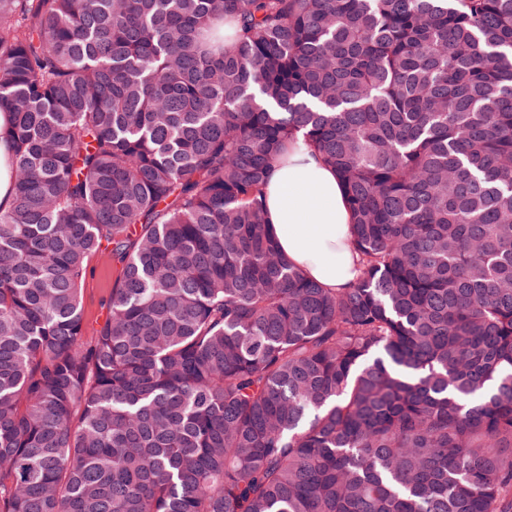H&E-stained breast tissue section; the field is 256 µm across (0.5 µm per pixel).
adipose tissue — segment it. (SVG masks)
I'll return each mask as SVG.
<instances>
[{"instance_id": "1", "label": "adipose tissue", "mask_w": 512, "mask_h": 512, "mask_svg": "<svg viewBox=\"0 0 512 512\" xmlns=\"http://www.w3.org/2000/svg\"><path fill=\"white\" fill-rule=\"evenodd\" d=\"M268 221L280 251L309 279L327 288L355 277L352 213L342 181L320 156L295 144L276 160L265 188Z\"/></svg>"}]
</instances>
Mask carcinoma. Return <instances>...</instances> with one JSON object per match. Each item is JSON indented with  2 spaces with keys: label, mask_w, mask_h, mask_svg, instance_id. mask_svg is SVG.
Returning <instances> with one entry per match:
<instances>
[{
  "label": "carcinoma",
  "mask_w": 512,
  "mask_h": 512,
  "mask_svg": "<svg viewBox=\"0 0 512 512\" xmlns=\"http://www.w3.org/2000/svg\"><path fill=\"white\" fill-rule=\"evenodd\" d=\"M0 112V512H512V0H0ZM268 221L280 251L309 279L348 288L355 278L352 213L342 181L320 156L298 143L277 160L265 188ZM113 276L112 264L105 258L89 260L81 288L85 321L90 335L105 317V303L112 291Z\"/></svg>",
  "instance_id": "carcinoma-1"
}]
</instances>
